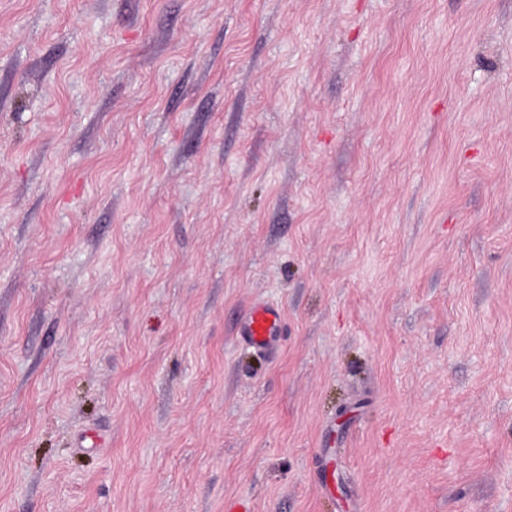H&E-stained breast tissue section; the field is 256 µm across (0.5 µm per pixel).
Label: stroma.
<instances>
[{
	"label": "stroma",
	"instance_id": "stroma-1",
	"mask_svg": "<svg viewBox=\"0 0 512 512\" xmlns=\"http://www.w3.org/2000/svg\"><path fill=\"white\" fill-rule=\"evenodd\" d=\"M235 499L512 512V0H0V512ZM283 331L280 309L260 301L254 303L241 320L238 339L255 352L270 356L277 352Z\"/></svg>",
	"mask_w": 512,
	"mask_h": 512
}]
</instances>
